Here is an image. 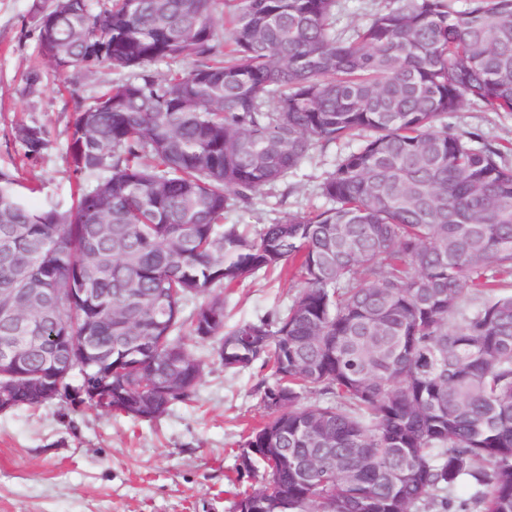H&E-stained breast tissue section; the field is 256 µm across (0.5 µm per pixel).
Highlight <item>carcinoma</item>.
I'll return each mask as SVG.
<instances>
[{"instance_id":"cac0c4a2","label":"carcinoma","mask_w":512,"mask_h":512,"mask_svg":"<svg viewBox=\"0 0 512 512\" xmlns=\"http://www.w3.org/2000/svg\"><path fill=\"white\" fill-rule=\"evenodd\" d=\"M337 2L232 0L224 37V0H65L39 29L55 71L132 77L72 112L88 183L70 207H28L0 170V298L76 289L0 320V346L33 330L63 369L86 350L101 390L76 400L69 376L56 399L148 421L202 378L186 328L228 370L272 362L268 418L239 454L266 449L253 460L272 482L234 512H512V294L466 306L512 275V165L445 122L467 103L512 115V0H389L349 35ZM13 139L23 162L51 146L43 126ZM332 143L347 151L319 185L326 207L253 238L224 223ZM284 266L291 303L224 331L222 289ZM0 397L52 402L22 379Z\"/></svg>"}]
</instances>
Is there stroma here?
Instances as JSON below:
<instances>
[{
    "mask_svg": "<svg viewBox=\"0 0 512 512\" xmlns=\"http://www.w3.org/2000/svg\"><path fill=\"white\" fill-rule=\"evenodd\" d=\"M35 0H0V169H19L41 190L28 205L68 199L75 176L66 150L76 101H91L119 79L100 67L80 79L59 76L39 49ZM42 81L28 89L26 78ZM45 126L51 147L21 163L11 135L16 124ZM458 134L477 132L508 148L512 116L470 104L448 117ZM337 146L317 149L293 178L287 200L258 193L250 207H232L224 221L255 230L291 212L322 208L317 185ZM289 277L248 278L224 294V327L274 313L299 291ZM205 370L191 401L153 421L55 401L0 413V512H233L237 456L249 427L263 422L261 381L269 369L225 370L211 341L194 339Z\"/></svg>",
    "mask_w": 512,
    "mask_h": 512,
    "instance_id": "stroma-1",
    "label": "stroma"
}]
</instances>
